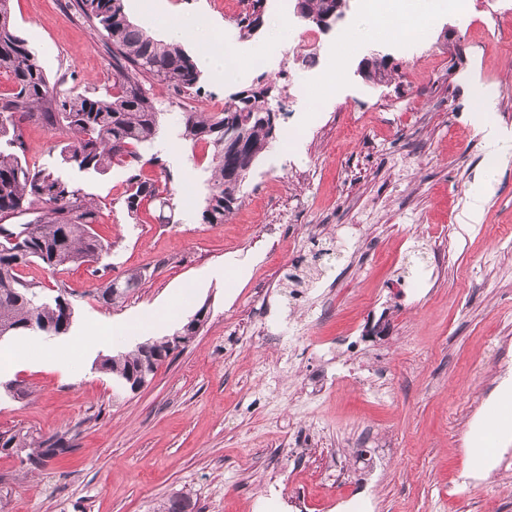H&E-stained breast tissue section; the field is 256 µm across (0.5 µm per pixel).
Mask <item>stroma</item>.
<instances>
[{
    "label": "stroma",
    "instance_id": "35a3bbf8",
    "mask_svg": "<svg viewBox=\"0 0 512 512\" xmlns=\"http://www.w3.org/2000/svg\"><path fill=\"white\" fill-rule=\"evenodd\" d=\"M429 11L406 53L372 37L361 0L344 23L352 38L321 31L314 45L296 22L280 29L265 10L254 36H239L246 0H123L131 21L166 39L172 18L201 58L223 42L250 66L267 46L263 73L284 110L280 133L240 188L223 223L199 209L210 177L208 148L178 135L195 105L229 101L239 83L202 73L200 98L156 82L150 94L163 131L143 158L167 173L172 220L156 203L127 214L120 167L80 181L102 211L95 230L112 243L98 262L26 279L64 287L74 315L66 348L42 354L35 334L0 340L16 356L0 373V431L73 432L75 448L31 468L0 454V512H153L183 492L196 512H512V435L485 447V415L512 379V155L497 169L480 223L461 218L483 176L472 133V88H493V121L512 129V0H404ZM11 15L50 81L64 91L103 90L112 60L71 0H10ZM456 35L445 40L446 27ZM390 55V82L357 73L371 51ZM313 53L304 62L305 53ZM344 60L336 92L321 79ZM322 249L334 259L318 258ZM242 271L216 277L229 258ZM310 268L301 295L285 275ZM137 270L144 280L122 303L99 290ZM176 304L170 336L206 309L208 319L139 392L96 370L106 350L72 345L93 324L128 322ZM28 389L13 397L8 384Z\"/></svg>",
    "mask_w": 512,
    "mask_h": 512
}]
</instances>
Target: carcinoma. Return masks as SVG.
Instances as JSON below:
<instances>
[{"instance_id":"cac0c4a2","label":"carcinoma","mask_w":512,"mask_h":512,"mask_svg":"<svg viewBox=\"0 0 512 512\" xmlns=\"http://www.w3.org/2000/svg\"><path fill=\"white\" fill-rule=\"evenodd\" d=\"M9 2L0 0V73L8 74L14 86L8 98H0V234L8 231L20 240L15 244L0 240V336H20L32 330L57 336L67 333L72 324L63 289L50 298L39 282L23 279L19 268L38 261L53 273L96 262L111 250L112 244H103L94 232L101 208L71 177L73 173L103 174L124 166L131 171L125 199L129 216L137 215L145 199L158 202L161 209L169 206V198L162 196L156 181L141 174L140 150L152 145L162 129V112L145 82L157 80L198 94L200 71L181 44L156 39L133 24L124 12L123 0H74V7L100 33L112 56V86L100 94H62L50 83L28 41L19 35ZM249 2L251 10L239 20L243 38L251 37L263 21L264 0ZM337 4L338 0H303L297 18L316 27L317 19L336 13ZM369 65L378 82L390 79L389 56L373 57ZM273 90L272 83L259 78L234 93L218 112L196 108L182 113V139L212 147L208 193L200 209L203 223H224L238 200L241 183L277 138L268 120L267 92ZM30 122L69 134L54 146V160H28L23 130ZM226 125L234 129L230 144L224 143ZM125 281L121 293H110L109 283L99 298L114 305L139 288L142 277L134 273ZM171 353L164 336L132 351L106 355L98 369L125 381L144 357H154L159 366ZM21 450L32 465L67 452L62 436L0 432V453ZM154 512H195V507L189 496L174 493Z\"/></svg>"}]
</instances>
